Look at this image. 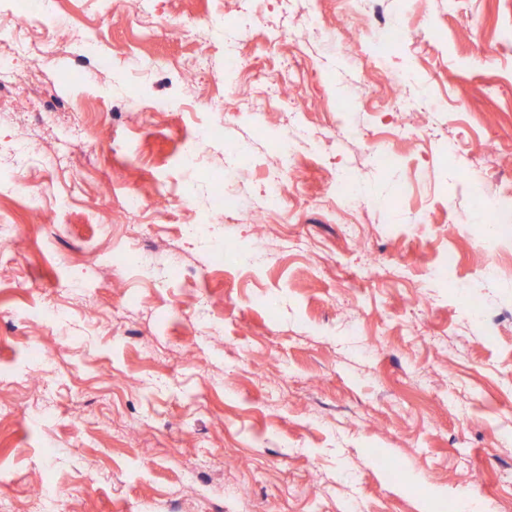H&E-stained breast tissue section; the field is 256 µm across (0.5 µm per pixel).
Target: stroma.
<instances>
[{
    "instance_id": "35a3bbf8",
    "label": "stroma",
    "mask_w": 512,
    "mask_h": 512,
    "mask_svg": "<svg viewBox=\"0 0 512 512\" xmlns=\"http://www.w3.org/2000/svg\"><path fill=\"white\" fill-rule=\"evenodd\" d=\"M55 12L112 66L46 54L55 108L14 111L22 88L0 105V401L16 407L0 418V512H28L41 482L62 490L50 512H167L176 499L189 512H464L475 499L505 512L512 219L485 248L472 236L512 190V0H64ZM381 16L408 35L382 60ZM230 60L269 80L208 112ZM395 83L421 112L394 110ZM292 113L315 139L277 200L269 175ZM214 119L223 141L199 142L185 165L183 140ZM419 122V138L392 134ZM342 126L359 138L329 142ZM89 131L104 143L92 154L79 147ZM384 139L396 166L378 158ZM348 174L365 208L334 199ZM104 185L150 200L138 234ZM218 185L240 213L175 254L178 226L212 210ZM219 240L236 250L214 266ZM99 241L153 249L165 279L88 264ZM449 260V279H434ZM475 301L495 332L475 323ZM56 305L69 321L46 324ZM35 341L62 354L38 392L18 378Z\"/></svg>"
}]
</instances>
